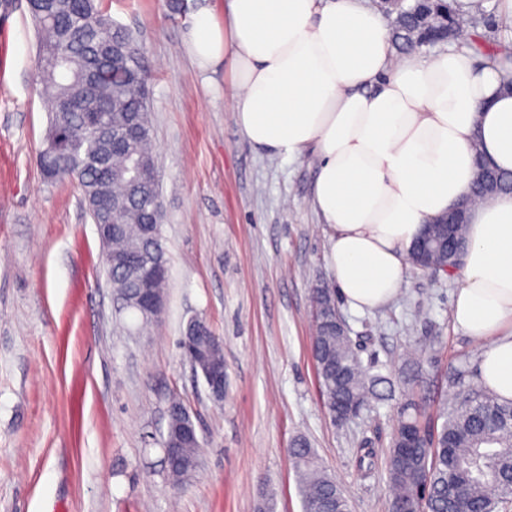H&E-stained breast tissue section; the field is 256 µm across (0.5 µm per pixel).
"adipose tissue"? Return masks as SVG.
I'll return each instance as SVG.
<instances>
[{
  "label": "adipose tissue",
  "mask_w": 512,
  "mask_h": 512,
  "mask_svg": "<svg viewBox=\"0 0 512 512\" xmlns=\"http://www.w3.org/2000/svg\"><path fill=\"white\" fill-rule=\"evenodd\" d=\"M187 45L200 64L231 60L232 110L250 144L288 159L316 150L310 204L356 310L398 293L411 243L469 191L477 159L512 171L506 54L396 55L364 0H230L226 25L205 7L193 15ZM467 222L453 321L486 344L482 385L511 401L512 193L486 198Z\"/></svg>",
  "instance_id": "adipose-tissue-1"
}]
</instances>
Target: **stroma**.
<instances>
[{"instance_id":"stroma-1","label":"stroma","mask_w":512,"mask_h":512,"mask_svg":"<svg viewBox=\"0 0 512 512\" xmlns=\"http://www.w3.org/2000/svg\"><path fill=\"white\" fill-rule=\"evenodd\" d=\"M108 0L150 75L165 307L142 322L108 285L97 227L75 183L32 159L50 115L26 0H0V512H302L288 449L306 440L350 512H391L386 463L408 391L438 419L479 383L480 343L455 329V278L409 267L397 296L364 312L338 300L378 395L344 424L324 405L310 353L315 286L331 285L330 232L307 204L317 159L272 156L241 135L230 61L200 65L191 16L228 0ZM204 320L224 349L210 396L178 342ZM203 439L173 490L163 472L170 397ZM373 451L364 474L356 450Z\"/></svg>"}]
</instances>
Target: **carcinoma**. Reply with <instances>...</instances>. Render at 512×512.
Here are the masks:
<instances>
[{"instance_id":"carcinoma-1","label":"carcinoma","mask_w":512,"mask_h":512,"mask_svg":"<svg viewBox=\"0 0 512 512\" xmlns=\"http://www.w3.org/2000/svg\"><path fill=\"white\" fill-rule=\"evenodd\" d=\"M411 0L393 3L378 0L379 9L391 21V44L396 53L408 54L423 46V33L442 32L448 41L458 39L462 17L455 0ZM40 38L37 78L47 92L51 114L45 144L37 164L50 181L75 178L95 224L112 225L113 253L133 260L143 254L165 259L163 238L153 242L142 232L151 194L145 184H130L127 176L137 164L156 163L150 109L140 104L148 92L149 75L140 62L108 63L105 51L120 45L139 58L142 48L133 34L115 24L104 0H33L28 7ZM91 101L103 123L119 133L112 144V171L101 174L90 167L92 130L78 105ZM512 190V173L496 168L487 171L484 184L468 201L471 208L486 197ZM467 247L463 216L448 215V223L436 224L429 250L419 263L461 271ZM112 288L124 300V308L140 312V284L120 270H108ZM316 326L311 353L329 415L336 401L366 404L379 378L363 371L350 336L341 335L326 323L322 308L336 305L335 289L313 290ZM187 323L184 339L192 366L206 374L211 366L224 364V350L211 330L191 335ZM436 427L418 412L408 414L400 425L410 427V449L391 448L387 481L392 493V512H500L512 501V402L501 403L490 393L471 389L456 398ZM186 405L173 398L168 406L165 444L173 446L177 462L165 466L177 486L196 472L202 444L195 439L176 440L181 432H195ZM299 482L303 512H349L348 499L335 478L318 462L314 449L299 440L288 449Z\"/></svg>"}]
</instances>
